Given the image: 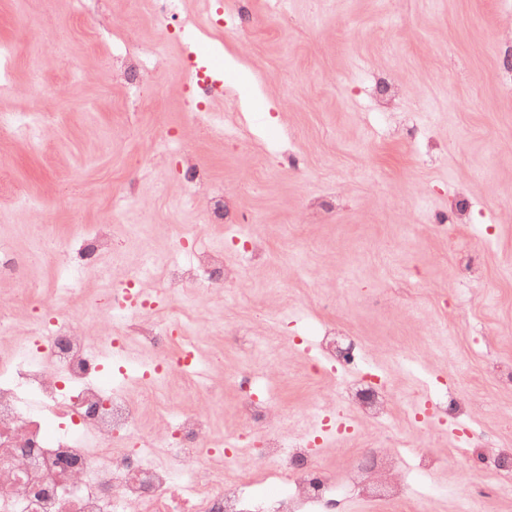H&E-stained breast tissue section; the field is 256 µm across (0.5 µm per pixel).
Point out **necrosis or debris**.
Wrapping results in <instances>:
<instances>
[{"label":"necrosis or debris","mask_w":512,"mask_h":512,"mask_svg":"<svg viewBox=\"0 0 512 512\" xmlns=\"http://www.w3.org/2000/svg\"><path fill=\"white\" fill-rule=\"evenodd\" d=\"M173 250L182 261L144 256L121 283L97 294L87 313L108 318L106 335H89L57 306L0 302V512H330L341 494L367 498L378 489L392 512H407L410 471L446 464L427 446L407 453L410 469L390 439L366 440L369 464L337 475L322 464L319 441L353 433L347 404L370 423L390 415L388 385L368 380L365 349L335 328L319 336L313 368L336 371L348 402L316 404L314 430L285 438L284 414L259 395L247 365L232 374L240 408L234 433L215 437L210 416L172 411V384L210 397L224 387L197 381L216 354L192 342L173 348L184 324L159 326L154 312L196 280L217 272L226 288L239 275L223 251L187 250L184 236ZM156 277L161 288L144 287ZM24 317L26 335H14ZM269 482L278 484L275 494L264 493Z\"/></svg>","instance_id":"1"}]
</instances>
